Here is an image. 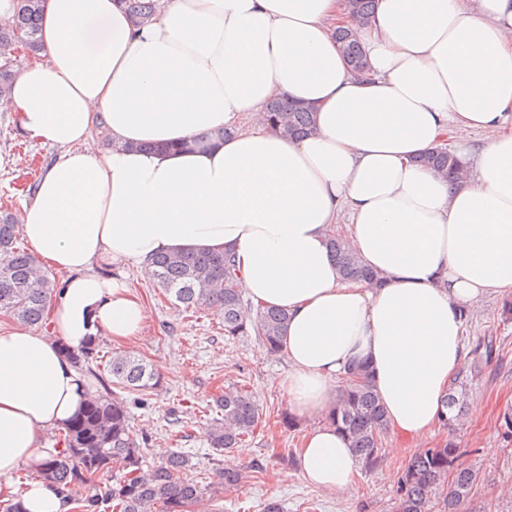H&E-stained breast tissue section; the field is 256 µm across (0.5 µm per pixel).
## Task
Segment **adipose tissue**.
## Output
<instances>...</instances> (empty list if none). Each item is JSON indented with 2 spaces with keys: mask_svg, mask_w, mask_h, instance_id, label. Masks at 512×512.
<instances>
[{
  "mask_svg": "<svg viewBox=\"0 0 512 512\" xmlns=\"http://www.w3.org/2000/svg\"><path fill=\"white\" fill-rule=\"evenodd\" d=\"M340 21L353 23L345 0H159L142 26L120 0H43L41 49L11 54L0 112L58 150L21 225L68 278L50 334L0 332V478L46 458L42 434L93 395L59 342L143 328L142 300L99 267L148 271L161 252L231 251L252 300L287 311L297 416L322 418L363 362L389 430L434 432L467 354L463 310L512 296V0H376L359 77ZM278 97L311 108L314 133L263 124ZM446 139L467 168L457 183L423 162ZM343 211L374 281L339 273ZM296 466L336 493L360 468L323 418ZM22 498L27 512L75 508L39 479ZM336 43L346 58L353 74L361 76L366 70V60L357 32L350 27H337Z\"/></svg>",
  "mask_w": 512,
  "mask_h": 512,
  "instance_id": "obj_1",
  "label": "adipose tissue"
}]
</instances>
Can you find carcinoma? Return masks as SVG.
<instances>
[{
    "label": "carcinoma",
    "mask_w": 512,
    "mask_h": 512,
    "mask_svg": "<svg viewBox=\"0 0 512 512\" xmlns=\"http://www.w3.org/2000/svg\"><path fill=\"white\" fill-rule=\"evenodd\" d=\"M346 2L349 14L358 22H366L374 10L375 0ZM125 6L132 21L143 24L152 18L157 3L125 0ZM40 10V0H17L14 13L0 19V97L13 82L6 51L16 47L32 53L39 50ZM336 43L353 74L362 75L366 60L357 32L350 27H337ZM264 121L289 136H304L314 130L312 110L286 100L273 101ZM423 162L453 178L464 171V164L443 144ZM18 226L16 214L0 210V312L40 327L46 321L47 299L58 288V281L37 264L32 253L18 245ZM329 239L343 280L374 279L373 272L350 249L346 237L332 230ZM151 279L185 309L205 306L213 310L221 319L225 337L252 336L268 354L277 356L282 352L281 336L288 312L250 302L245 297L241 272L230 255L222 251L161 252L153 261ZM496 350V339L491 336L477 341L472 350L474 374L480 373L482 364ZM73 357L80 368L99 380L104 393L95 394L60 429L58 444L62 448L48 452V458L38 465L36 476L63 488L81 512H193L199 498L208 495L219 500L224 492L237 486L242 473L233 467L224 468L213 483L187 478L190 461L180 452L172 453L158 466L143 469L144 448L132 430L127 400L110 385L145 395L159 386L160 372L142 357L115 351L105 364L112 377L107 383L93 369L100 359L99 344L75 351ZM462 379L461 371L443 401L446 413L441 416L440 427L450 434L457 430L463 417L466 385ZM216 407L221 418L210 424L207 437L217 450L240 446L242 439L262 424V409L243 386L225 388ZM329 420L347 435L361 466L373 469L380 464L385 412L374 393L366 364L348 369L330 406ZM461 455V448L452 438L416 452L398 478L396 512H461L479 480L476 470L459 464ZM114 469L123 472V476L111 486L98 489V477Z\"/></svg>",
    "instance_id": "cac0c4a2"
}]
</instances>
